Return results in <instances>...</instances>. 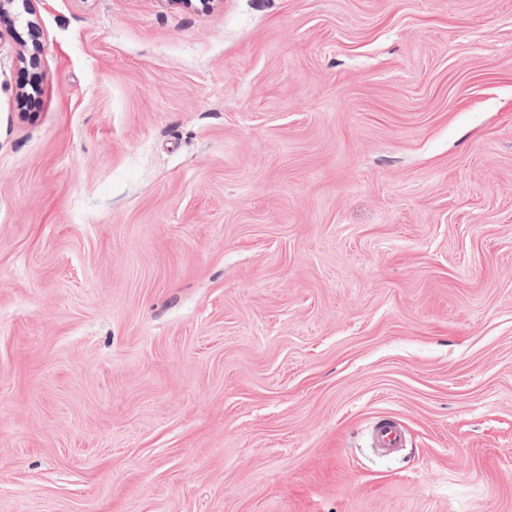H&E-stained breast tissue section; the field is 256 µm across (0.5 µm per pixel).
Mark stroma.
<instances>
[{
    "label": "stroma",
    "instance_id": "1",
    "mask_svg": "<svg viewBox=\"0 0 512 512\" xmlns=\"http://www.w3.org/2000/svg\"><path fill=\"white\" fill-rule=\"evenodd\" d=\"M34 8L0 512H512V0ZM372 439L377 448L391 452L403 446L405 433L398 420L383 418L374 423Z\"/></svg>",
    "mask_w": 512,
    "mask_h": 512
}]
</instances>
